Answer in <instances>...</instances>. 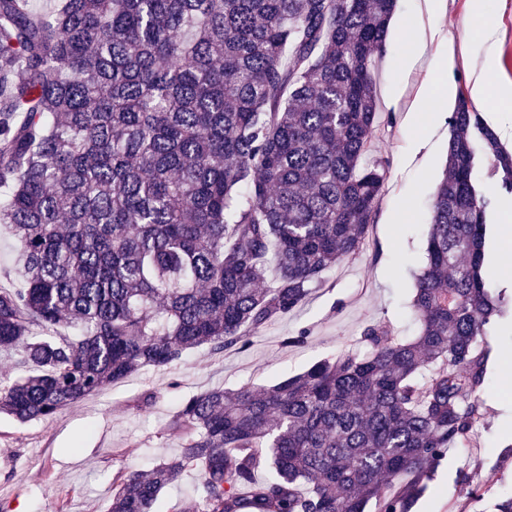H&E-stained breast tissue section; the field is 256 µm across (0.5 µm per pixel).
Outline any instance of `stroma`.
<instances>
[{
  "label": "stroma",
  "mask_w": 512,
  "mask_h": 512,
  "mask_svg": "<svg viewBox=\"0 0 512 512\" xmlns=\"http://www.w3.org/2000/svg\"><path fill=\"white\" fill-rule=\"evenodd\" d=\"M472 0H447L437 22L458 53L488 63L496 83H512V0H481L480 11L498 29L494 51H486L473 25ZM381 134L370 160L383 162V195L369 237L354 257L326 272L298 309L271 322L243 350L210 354L190 350L170 367L148 368L87 397L55 419L18 424L0 418V512H107L116 454L135 469L176 456L182 440L169 422L186 398L212 388H265L298 374L345 348H360L364 326L381 322L394 335H415L411 310L413 273L425 261L429 207L442 177L445 149L427 168L410 164L413 134L402 113L379 105ZM512 215L503 203L493 215L486 246L487 279L494 292L512 297V256L501 227ZM485 388V418L475 439L449 449L415 512H491L512 495V435L502 433L499 404L512 398V379L500 372L512 361V316L492 326ZM481 499L467 501L465 487Z\"/></svg>",
  "instance_id": "1"
}]
</instances>
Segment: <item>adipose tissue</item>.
<instances>
[{
	"label": "adipose tissue",
	"mask_w": 512,
	"mask_h": 512,
	"mask_svg": "<svg viewBox=\"0 0 512 512\" xmlns=\"http://www.w3.org/2000/svg\"><path fill=\"white\" fill-rule=\"evenodd\" d=\"M444 0H415L411 17L394 22V33L400 50L389 59L392 70L411 72L424 69L414 96L402 100L399 90L388 94L389 105L401 106L405 121L417 132L418 149H433L434 138L444 125V116L456 103L457 88L453 73L458 64L455 46L447 34L433 23L443 9ZM469 97L473 106L484 112L488 123H495L497 106L493 98L512 100V88L496 89L492 86L489 67L472 68L468 80Z\"/></svg>",
	"instance_id": "ef3b65f1"
}]
</instances>
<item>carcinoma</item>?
Returning a JSON list of instances; mask_svg holds the SVG:
<instances>
[{
  "instance_id": "carcinoma-1",
  "label": "carcinoma",
  "mask_w": 512,
  "mask_h": 512,
  "mask_svg": "<svg viewBox=\"0 0 512 512\" xmlns=\"http://www.w3.org/2000/svg\"><path fill=\"white\" fill-rule=\"evenodd\" d=\"M397 0H0V413L55 418L193 348L243 349L358 254L384 184L372 70ZM410 307L268 389L181 402L108 512H414L484 420L488 215L512 154L459 99ZM493 159L498 191L476 178ZM274 471L256 479L260 460ZM195 471L194 495L162 508Z\"/></svg>"
}]
</instances>
